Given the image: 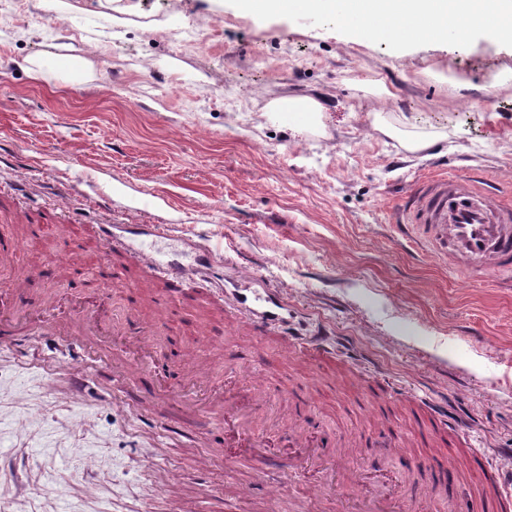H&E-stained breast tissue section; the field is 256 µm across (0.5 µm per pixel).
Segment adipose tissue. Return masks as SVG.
I'll return each mask as SVG.
<instances>
[{
  "label": "adipose tissue",
  "instance_id": "adipose-tissue-1",
  "mask_svg": "<svg viewBox=\"0 0 512 512\" xmlns=\"http://www.w3.org/2000/svg\"><path fill=\"white\" fill-rule=\"evenodd\" d=\"M371 16L361 25L370 32L387 34L386 22L407 12L418 16L437 39L448 32L464 35L474 28H485L487 20L499 23L491 38L512 41V0H370Z\"/></svg>",
  "mask_w": 512,
  "mask_h": 512
}]
</instances>
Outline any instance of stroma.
Segmentation results:
<instances>
[{
    "label": "stroma",
    "instance_id": "obj_1",
    "mask_svg": "<svg viewBox=\"0 0 512 512\" xmlns=\"http://www.w3.org/2000/svg\"><path fill=\"white\" fill-rule=\"evenodd\" d=\"M69 3L58 21L38 0H0V210L45 215L36 234L0 219V243L13 245L0 290L55 312L100 308L114 330L109 357L130 334L131 309L154 314L148 353L169 382L197 357L213 386L255 387L258 433L299 425L345 437L368 468L441 456L448 445L422 435L399 453L366 440L413 428L422 407L445 414L459 428L453 490L414 473L399 491L416 493L421 512H448L452 491L484 497L474 447L512 452V273L488 281L452 266L391 219L402 192L436 168L512 196V42L479 30L454 42L388 39L239 0ZM65 53L92 61L93 77H31L32 62L60 69ZM376 82L388 97L370 94ZM303 95L322 112L270 109ZM405 131L430 146L407 150ZM136 222L167 226L166 237L136 238L159 260L190 265L205 246L225 288L278 292L289 333L319 337L333 358L292 352L215 306L170 315L135 265H111L119 285L104 288L55 264L62 247L83 245L97 270L102 245L87 225ZM17 350L0 345V512H60L66 501L80 512H334L289 480L287 449L271 451L258 479L235 449L211 456L220 415L181 417L159 403L153 420L121 418L107 370L75 392L67 354H51L44 379L19 371ZM369 378L396 400L369 404ZM88 452L96 463L84 471ZM49 473L57 492L44 496ZM268 481L282 483L277 499Z\"/></svg>",
    "mask_w": 512,
    "mask_h": 512
}]
</instances>
